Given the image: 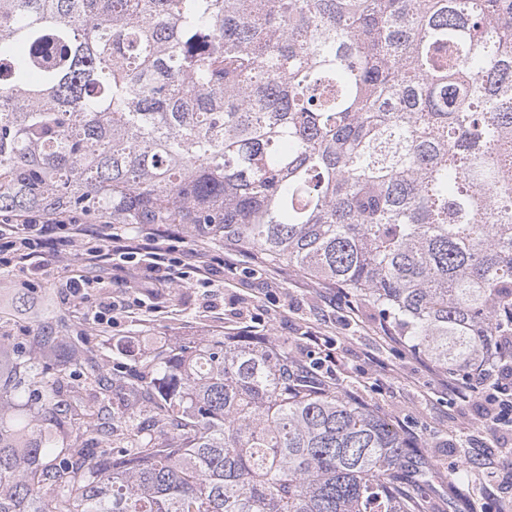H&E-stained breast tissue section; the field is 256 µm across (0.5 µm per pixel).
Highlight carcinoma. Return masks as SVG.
<instances>
[{
	"mask_svg": "<svg viewBox=\"0 0 512 512\" xmlns=\"http://www.w3.org/2000/svg\"><path fill=\"white\" fill-rule=\"evenodd\" d=\"M185 224L453 374L512 337V0H0V211ZM0 311V512H427L437 470L278 342L112 371ZM68 395H63V392Z\"/></svg>",
	"mask_w": 512,
	"mask_h": 512,
	"instance_id": "1",
	"label": "carcinoma"
}]
</instances>
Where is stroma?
Returning a JSON list of instances; mask_svg holds the SVG:
<instances>
[{
  "label": "stroma",
  "instance_id": "stroma-1",
  "mask_svg": "<svg viewBox=\"0 0 512 512\" xmlns=\"http://www.w3.org/2000/svg\"><path fill=\"white\" fill-rule=\"evenodd\" d=\"M118 230L133 239L151 231L160 245L197 249L212 269L182 280L178 268L154 266L143 253L127 262L105 256L87 264L78 246L49 243L31 266L0 265V309L17 295L28 296L29 311L17 317L19 332L37 331L38 309L51 305L65 318L67 340L107 376L113 365L133 364L142 352L199 339L251 334L284 340L304 360L317 342H330L334 359L321 363V373L347 398L420 441L437 461L429 492L435 512H512V471L504 467L512 460V430L488 432L477 419L478 402L452 396L460 376L411 348L368 304L285 264L257 270L251 252L204 243L181 224H122ZM77 277L93 281V288L73 294ZM104 302L112 309L101 325L92 313ZM467 451L483 459V468L466 482L449 483Z\"/></svg>",
  "mask_w": 512,
  "mask_h": 512
}]
</instances>
